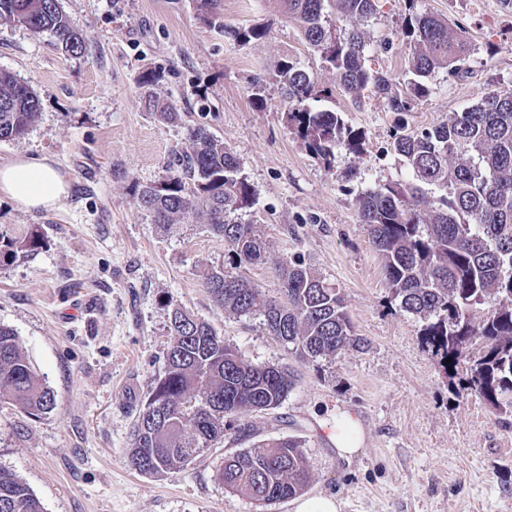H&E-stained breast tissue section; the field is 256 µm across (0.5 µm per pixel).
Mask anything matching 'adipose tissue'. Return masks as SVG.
I'll return each mask as SVG.
<instances>
[{"mask_svg":"<svg viewBox=\"0 0 512 512\" xmlns=\"http://www.w3.org/2000/svg\"><path fill=\"white\" fill-rule=\"evenodd\" d=\"M69 185L46 157H19L0 164V195L29 211H49L67 195Z\"/></svg>","mask_w":512,"mask_h":512,"instance_id":"obj_1","label":"adipose tissue"}]
</instances>
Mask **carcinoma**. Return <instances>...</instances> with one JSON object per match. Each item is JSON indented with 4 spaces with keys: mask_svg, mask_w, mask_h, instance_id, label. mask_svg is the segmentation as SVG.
<instances>
[{
    "mask_svg": "<svg viewBox=\"0 0 512 512\" xmlns=\"http://www.w3.org/2000/svg\"><path fill=\"white\" fill-rule=\"evenodd\" d=\"M200 18L217 24L218 0H197ZM302 40L334 71L339 86L360 102L371 87L399 115L430 92L438 69L464 79L472 44L465 30L429 12L413 11L404 35L413 44L411 78L404 91L365 65L367 41L357 23L370 17L375 0H280ZM332 5L334 12L326 11ZM0 19L40 34L49 32L67 53L83 50L60 0H0ZM263 24L228 31L234 40L258 41ZM287 122L308 150L326 161L344 148L357 154L362 135L342 113L317 110L316 79L290 56L275 63ZM39 109L35 92L0 72V140L24 136ZM192 151L180 170L139 192L138 204L163 227L202 217L224 237L229 266L203 276L213 301L239 316L260 313L272 334L284 318L288 351L317 363L345 349L361 348L340 291L298 261L273 262L281 298L266 297L236 269L267 263L262 238L236 214L253 205L254 193L224 141L202 127L191 130ZM394 149L412 178L378 184L357 197L360 222L382 257L383 274L400 307L423 320L421 336L448 371L465 367L468 390L497 413L512 417V90L495 88L462 112L421 130L400 125ZM191 188H186V184ZM430 186L434 192L428 193ZM44 245L36 227L23 238L0 234V262L26 257ZM495 305L484 307L486 300ZM170 341L163 375L139 411L128 463L150 475L175 472L209 450L224 432L252 436L238 421L246 409L278 407L295 385L279 366L256 365L224 344L213 327L179 307L169 317ZM0 402L40 417L51 413L54 393L43 383L13 330L0 326ZM224 486L258 507L302 494L310 475L302 443L294 438L261 442L224 457ZM0 512H44L41 501L16 474L0 467Z\"/></svg>",
    "mask_w": 512,
    "mask_h": 512,
    "instance_id": "carcinoma-1",
    "label": "carcinoma"
}]
</instances>
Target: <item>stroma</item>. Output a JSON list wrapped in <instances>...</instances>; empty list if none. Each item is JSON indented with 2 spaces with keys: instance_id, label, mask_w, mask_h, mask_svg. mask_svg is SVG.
<instances>
[{
  "instance_id": "stroma-1",
  "label": "stroma",
  "mask_w": 512,
  "mask_h": 512,
  "mask_svg": "<svg viewBox=\"0 0 512 512\" xmlns=\"http://www.w3.org/2000/svg\"><path fill=\"white\" fill-rule=\"evenodd\" d=\"M60 3L82 52L0 20V71L39 100L29 131L0 140V161L48 156L69 183L51 211L0 197V232L22 237L37 227L45 239L33 255L0 264V325L19 336L56 398L39 418L0 405V467L24 481L45 512H295L297 498L260 508L218 479L225 455L243 447L229 434L181 471L130 468L132 427L164 370L169 314L178 306L248 361L294 374L281 405L240 418L256 440L302 441L307 496H335L339 512H512V424L466 390L464 371L448 373L423 344L422 322L394 299L356 205L362 192L407 178L392 148L398 125L427 128L490 89L512 88V8L501 0H418V9L464 27L471 73L452 80L437 70L429 95L400 117L369 88L352 102L278 0H220L225 28L268 24L266 38L246 44L202 21L195 0ZM410 5L378 0L360 24L367 67L397 88L408 78ZM286 55L329 90L321 107L363 133L360 154L340 149L323 162L307 151L273 79ZM152 70L161 78L144 86ZM151 93L179 120L148 111ZM195 126L233 149L254 190L240 221L257 227L270 257L301 259L339 288L366 347L316 365L298 360L262 315L225 312L205 290L204 272L227 261L222 237L200 220L160 228L139 207L140 188L190 150ZM340 409L364 428L363 449L348 462L331 441Z\"/></svg>"
}]
</instances>
